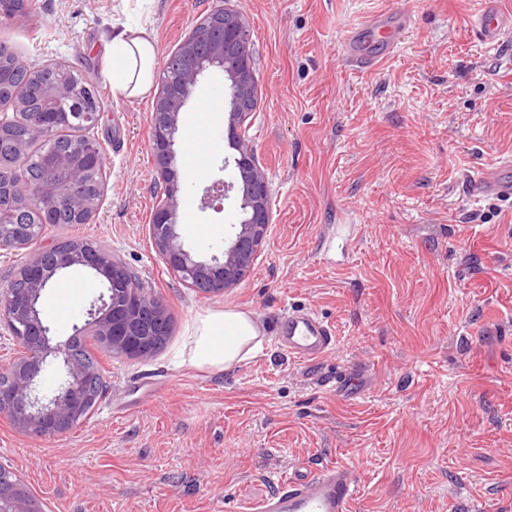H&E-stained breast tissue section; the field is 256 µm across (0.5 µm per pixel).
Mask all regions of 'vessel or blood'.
Instances as JSON below:
<instances>
[{"label":"vessel or blood","instance_id":"vessel-or-blood-1","mask_svg":"<svg viewBox=\"0 0 512 512\" xmlns=\"http://www.w3.org/2000/svg\"><path fill=\"white\" fill-rule=\"evenodd\" d=\"M387 19V13L375 14L349 32L346 44L351 66L370 67L377 54L393 51L401 33L388 26ZM473 24L484 45L512 54V16L498 10L491 0H482ZM470 195L476 200H511L512 159H500L493 167L478 171L471 181ZM279 342L291 358L312 364L333 349L334 336L315 311H292L281 324ZM326 387L336 395L355 398L363 391V376L345 370L328 380ZM356 495L351 471L336 463L316 471L293 472L280 489L257 504L256 512H352Z\"/></svg>","mask_w":512,"mask_h":512}]
</instances>
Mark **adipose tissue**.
<instances>
[{"instance_id":"1","label":"adipose tissue","mask_w":512,"mask_h":512,"mask_svg":"<svg viewBox=\"0 0 512 512\" xmlns=\"http://www.w3.org/2000/svg\"><path fill=\"white\" fill-rule=\"evenodd\" d=\"M107 52L109 64L104 76L113 93L125 98L146 97L153 86L157 63L152 30L144 25L114 30ZM263 339L262 329L250 313L210 311L194 323L186 344L187 360L197 368H226L260 351Z\"/></svg>"}]
</instances>
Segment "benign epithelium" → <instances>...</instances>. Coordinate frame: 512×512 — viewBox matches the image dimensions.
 <instances>
[{"mask_svg": "<svg viewBox=\"0 0 512 512\" xmlns=\"http://www.w3.org/2000/svg\"><path fill=\"white\" fill-rule=\"evenodd\" d=\"M222 32L207 44L199 57L197 43L186 38L175 50L179 88L160 83L150 132L153 162L159 191L153 208L150 233L168 269L198 291L222 295L240 284L251 270L271 224V186L266 171L254 158L247 134L249 113L243 106L256 100L257 76L248 25L232 9L221 12ZM211 67L224 70L228 82V124L232 146L237 152L224 165L234 163L241 187L217 180L205 188L201 208L216 200L241 193L242 219L231 225L219 255L202 259L186 250L179 231V211L188 193L173 173L176 157L175 134L189 92ZM99 105L78 112L46 109L38 121L27 126L28 135L13 134L22 118L0 114V249L21 251L35 241V224H59L60 211L73 219L89 221L95 211L96 195L84 192L90 181L102 187L105 155L91 148L88 137L70 139L63 150L50 146L57 133L79 127L84 131L98 124ZM46 145L38 159L40 176L29 170L26 142ZM74 270L93 271L106 279L101 293L87 311L88 319L74 325L70 336L55 338L41 316L46 287L61 274ZM167 321L163 304L135 287L132 271L115 260L112 252L91 241L63 239L34 253L10 283L0 289V323L21 344V355L0 373V413L7 414L21 432L62 436L85 420L89 404L85 391L92 369L75 347V340L92 334L102 337L112 354L147 358L155 353L152 336ZM52 366L60 374L58 386L38 390L42 373ZM0 512H38L28 494L16 481L0 478Z\"/></svg>", "mask_w": 512, "mask_h": 512, "instance_id": "1", "label": "benign epithelium"}]
</instances>
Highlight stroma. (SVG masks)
I'll use <instances>...</instances> for the list:
<instances>
[{"mask_svg":"<svg viewBox=\"0 0 512 512\" xmlns=\"http://www.w3.org/2000/svg\"><path fill=\"white\" fill-rule=\"evenodd\" d=\"M0 23L20 61L62 64L100 93L94 137L105 185L87 224L49 226L37 248L93 241L132 270L173 323L166 347L120 357L88 339L108 385L92 414L59 437L19 432L0 414V466L47 512H253L291 470L348 465L353 512H504L512 502V200L472 202L468 178L512 157V58L473 33L479 0H32ZM246 20L258 79L249 119L271 181L272 223L245 279L213 297L168 269L150 235L156 171L154 96L113 95L104 80L113 29L145 24L158 63L214 9ZM391 11L407 21L376 67L344 65L347 30ZM206 181L193 186L186 248L220 253L233 201L201 209L207 181L231 179L228 122ZM357 225L347 243L341 225ZM214 229L203 239L199 226ZM330 252H323V241ZM64 317L67 338L105 288L90 271ZM249 312L265 336L230 369L196 368L184 351L196 319ZM314 310L335 336L307 368L276 336L288 312ZM365 372V394L321 381Z\"/></svg>","mask_w":512,"mask_h":512,"instance_id":"obj_1","label":"stroma"}]
</instances>
